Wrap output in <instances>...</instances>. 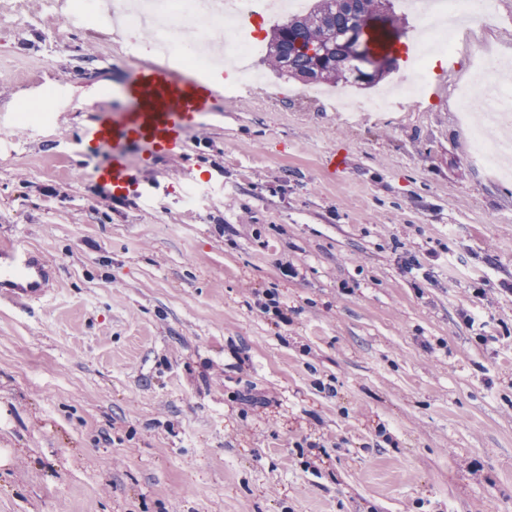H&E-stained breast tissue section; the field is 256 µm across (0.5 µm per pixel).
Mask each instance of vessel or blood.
Here are the masks:
<instances>
[{
    "mask_svg": "<svg viewBox=\"0 0 512 512\" xmlns=\"http://www.w3.org/2000/svg\"><path fill=\"white\" fill-rule=\"evenodd\" d=\"M217 99L213 78L189 75L161 61L137 65L127 80L113 88L111 98L95 101L96 121L85 131L86 141L109 149L101 179L116 194L138 188L145 166L182 145L202 118L214 111ZM0 256L10 260L0 267V286H8L12 297L44 294L49 273L28 247L1 241Z\"/></svg>",
    "mask_w": 512,
    "mask_h": 512,
    "instance_id": "1",
    "label": "vessel or blood"
}]
</instances>
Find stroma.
I'll list each match as a JSON object with an SVG mask.
<instances>
[{
	"label": "stroma",
	"mask_w": 512,
	"mask_h": 512,
	"mask_svg": "<svg viewBox=\"0 0 512 512\" xmlns=\"http://www.w3.org/2000/svg\"><path fill=\"white\" fill-rule=\"evenodd\" d=\"M21 4L0 239L51 279L0 299V512H512V176L471 152L467 49L357 117L255 56L250 94L116 197L82 132L151 38Z\"/></svg>",
	"instance_id": "1"
}]
</instances>
